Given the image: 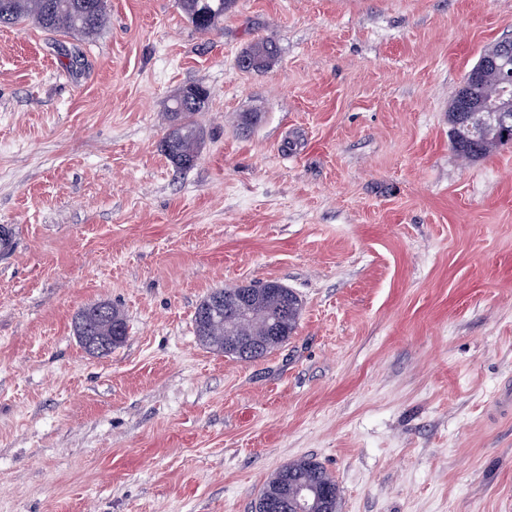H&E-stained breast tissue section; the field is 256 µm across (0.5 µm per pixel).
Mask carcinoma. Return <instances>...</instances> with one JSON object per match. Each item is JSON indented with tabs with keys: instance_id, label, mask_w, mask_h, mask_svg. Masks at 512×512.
Listing matches in <instances>:
<instances>
[{
	"instance_id": "1",
	"label": "carcinoma",
	"mask_w": 512,
	"mask_h": 512,
	"mask_svg": "<svg viewBox=\"0 0 512 512\" xmlns=\"http://www.w3.org/2000/svg\"><path fill=\"white\" fill-rule=\"evenodd\" d=\"M232 3L233 0H179L182 12L200 32L212 30ZM29 20L45 31H62L79 40L96 36L107 23L104 0H0V25ZM278 52L275 42L261 39L249 45L240 58L250 61L247 69L259 70L268 66ZM472 71L483 74V96L490 102L494 101L498 90L495 71L486 68L482 58ZM208 98L206 94L196 101H188L178 94L167 108L168 132L162 141V149L178 168L191 167L197 160L202 131L195 115L205 111ZM466 119L467 122L458 123L454 112H448L451 142L459 156L475 160L512 142L511 138L507 140L495 135L475 139L470 134L469 124L477 119V113H467ZM245 291L248 292L251 316L244 325L226 326L222 322L207 323L203 320L202 312L211 299L218 296L231 300ZM105 305L110 307L111 314L98 322V335H110L114 324L128 330L124 314L108 301ZM300 311L297 295L276 281L266 282L259 288L237 285L216 290L199 303L195 311V332L209 348L235 357L238 356V337L247 336L259 348V353L252 356L255 360L288 341L296 328ZM300 482L309 483L323 509H336L338 485L335 477L316 460L301 458L284 465L265 482L255 512H264L269 502L279 504L277 512H293L295 489Z\"/></svg>"
}]
</instances>
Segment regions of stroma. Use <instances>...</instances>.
Masks as SVG:
<instances>
[{
  "label": "stroma",
  "mask_w": 512,
  "mask_h": 512,
  "mask_svg": "<svg viewBox=\"0 0 512 512\" xmlns=\"http://www.w3.org/2000/svg\"><path fill=\"white\" fill-rule=\"evenodd\" d=\"M106 13L90 41L0 26V512H252L304 457L337 512H512V144L468 161L448 124L512 0H234L206 34L178 0ZM261 38L277 58L239 69ZM252 281L301 315L241 361L194 314ZM100 300L128 324L102 357L74 332ZM204 89V96L197 101H188L178 93L167 108L168 132L162 141L165 155L177 168L193 166L197 160L202 131L195 121L197 112H204L208 102V91L202 85H190Z\"/></svg>",
  "instance_id": "obj_1"
}]
</instances>
